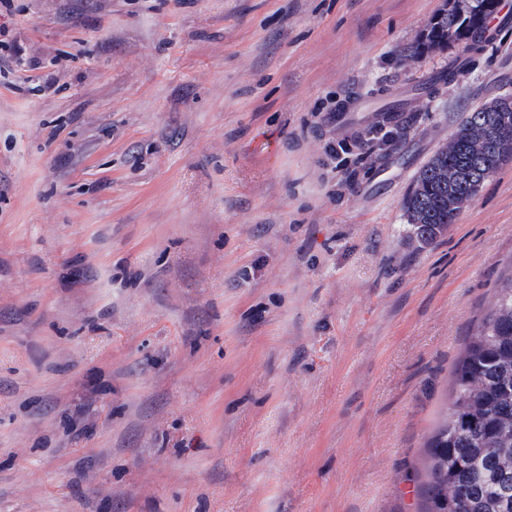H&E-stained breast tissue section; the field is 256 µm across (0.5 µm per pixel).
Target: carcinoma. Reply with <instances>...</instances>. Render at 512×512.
<instances>
[{"label": "carcinoma", "mask_w": 512, "mask_h": 512, "mask_svg": "<svg viewBox=\"0 0 512 512\" xmlns=\"http://www.w3.org/2000/svg\"><path fill=\"white\" fill-rule=\"evenodd\" d=\"M490 2L469 0L462 14L433 17L413 52L464 39L469 54L482 53L493 36L474 18ZM479 123L487 125L494 146L475 162L468 144ZM453 138L454 149L436 151L419 169L405 201L407 217L419 216L417 236L425 242L439 237L462 212L438 171L457 170L458 193H477L512 161V112H495L485 103L459 124ZM452 392L449 411L427 440L417 512H512V283L499 290L469 338L453 371Z\"/></svg>", "instance_id": "obj_1"}]
</instances>
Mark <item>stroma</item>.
I'll list each match as a JSON object with an SVG mask.
<instances>
[{
  "label": "stroma",
  "mask_w": 512,
  "mask_h": 512,
  "mask_svg": "<svg viewBox=\"0 0 512 512\" xmlns=\"http://www.w3.org/2000/svg\"><path fill=\"white\" fill-rule=\"evenodd\" d=\"M444 3L12 0L0 512H415L512 275V162L433 243L406 221L417 170L512 94V19L414 53Z\"/></svg>",
  "instance_id": "stroma-1"
}]
</instances>
